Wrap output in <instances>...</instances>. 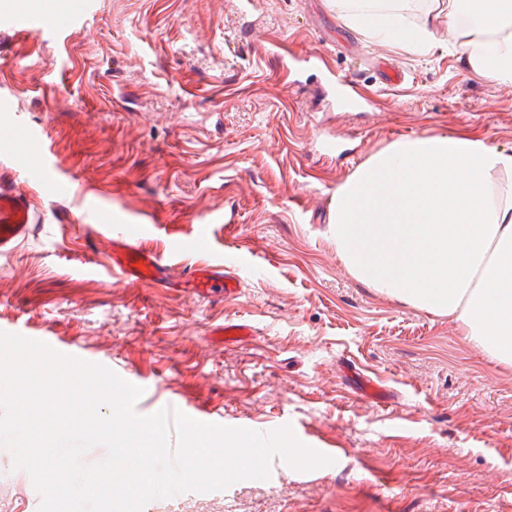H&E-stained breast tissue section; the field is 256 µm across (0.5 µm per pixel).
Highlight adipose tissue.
<instances>
[{
  "instance_id": "ef3b65f1",
  "label": "adipose tissue",
  "mask_w": 512,
  "mask_h": 512,
  "mask_svg": "<svg viewBox=\"0 0 512 512\" xmlns=\"http://www.w3.org/2000/svg\"><path fill=\"white\" fill-rule=\"evenodd\" d=\"M370 41L423 53L447 18L464 67L512 84V0H430L418 28L410 0H331ZM330 237L348 271L376 291L456 322L512 365V153L447 135L400 138L368 158L332 198Z\"/></svg>"
}]
</instances>
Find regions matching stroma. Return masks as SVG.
Masks as SVG:
<instances>
[{
	"mask_svg": "<svg viewBox=\"0 0 512 512\" xmlns=\"http://www.w3.org/2000/svg\"><path fill=\"white\" fill-rule=\"evenodd\" d=\"M75 19L15 32L0 7V153L33 234L0 254V333L49 336L225 426H291L337 463L275 458L265 480L150 501L144 512H512V367L457 324L376 292L328 232L337 189L402 136L460 135L512 153V86L466 71L447 25L429 54L370 44L329 0H89ZM319 54L356 104L320 94ZM404 80L381 83V63ZM80 187L59 193L55 181ZM126 211L144 248L246 258L240 293L200 298L114 274L99 209ZM209 243L194 246L200 217ZM228 324L249 335L228 336ZM377 380L381 401L342 371ZM32 476L0 448V512H40Z\"/></svg>",
	"mask_w": 512,
	"mask_h": 512,
	"instance_id": "stroma-1",
	"label": "stroma"
}]
</instances>
